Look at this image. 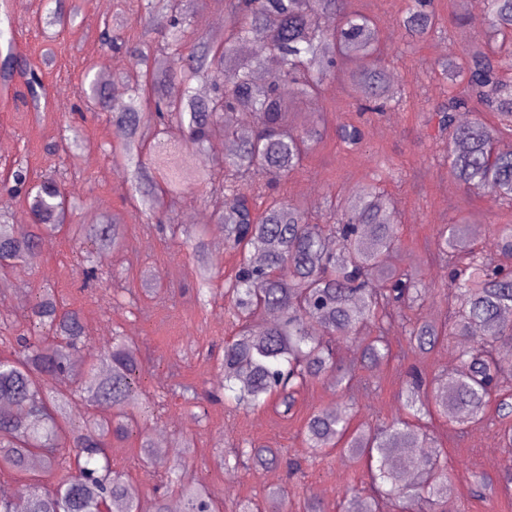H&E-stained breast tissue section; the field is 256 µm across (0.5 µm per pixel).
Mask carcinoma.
<instances>
[{
    "instance_id": "obj_1",
    "label": "carcinoma",
    "mask_w": 512,
    "mask_h": 512,
    "mask_svg": "<svg viewBox=\"0 0 512 512\" xmlns=\"http://www.w3.org/2000/svg\"><path fill=\"white\" fill-rule=\"evenodd\" d=\"M224 30L217 39L190 30L186 0H141L140 20L166 16L170 29L163 47L145 42H106L129 58L137 79H126L127 93L114 101L99 73L87 69L79 94L94 99L123 140V164L132 191L139 196L147 223L160 222L164 197L194 186L208 190L216 222L224 225V248L240 255L237 273L224 289L239 329L224 343L221 369L224 400L247 409L273 405L286 418L309 383L324 379L343 392L353 389L352 369L336 360L335 339L357 335L370 325L375 335L360 338V361L377 368L392 356L389 334L398 325L411 351L425 355L450 334L462 337L459 369L436 377L422 388L418 371L411 373L402 410L391 421L352 426L347 414L318 410L305 419L300 435L312 454L338 448L366 459L376 495L345 500L346 512H377V496L398 502L402 512H438L448 496L445 451L435 445L427 426L414 421L436 412L448 422L480 421L496 402L503 450V471L512 481V390L501 387L499 372L512 363V274L495 267L476 250L467 224H445L436 249L448 259L452 276L448 293L458 308L451 325L435 319H410L406 311L420 305L426 285L419 269L399 271L387 265L400 246L398 224L390 200L373 185H361L332 224H313L305 210L272 198L269 185L297 170L322 138L312 118L298 119L296 107L318 98L325 81L343 72L360 112H386L404 102L401 90L382 61L376 21L351 0H229ZM494 42L512 37V0H485ZM74 13L59 5L39 22L66 28ZM399 27L406 37L423 41L439 29L432 0H412ZM264 35L266 51L248 56L251 37ZM354 67L347 68L345 63ZM448 88L432 111L439 135H448V175L468 188L484 191L496 201L512 204V149L494 147L498 131L476 115L483 109L512 122V84L504 82L503 60L492 50L474 46L449 53L435 62ZM181 81L182 93L168 95L167 82ZM208 85L199 94L198 86ZM253 117L250 135L241 136L225 121L229 114ZM339 141L349 149L362 144L360 126L340 123ZM234 143L222 158L207 154L216 138ZM199 154L198 167L181 174L172 164L171 139ZM153 141V166L143 161V147ZM30 230L18 236L14 225L0 224V288L16 263L33 265L41 256L44 237L61 229L68 206L58 181L44 177L26 191ZM338 248L328 247L330 239ZM72 239L79 253L129 248L123 225L107 218L100 224H77ZM496 252L512 256V225L493 234ZM192 253L200 266L197 297L210 292L211 262L205 240L197 237ZM26 325L6 328L0 336V478L18 484L25 512H168L177 498L182 512H218V494L208 482L183 475L195 448L190 439L172 442L180 457L158 460L141 421L152 403L139 379L142 352L128 336L117 334L105 348L108 368L90 353L83 367L73 356L90 346L80 312L67 306L52 288L31 298ZM59 380L50 388L48 381ZM170 393L207 414L206 397L198 388L177 381ZM140 437L138 460L164 476L146 500L128 491L127 472L112 459V445ZM238 464L283 465L286 479L302 471L277 448L248 443L234 451ZM325 512L310 495L298 502L288 487L267 492L262 504L249 502L239 512Z\"/></svg>"
}]
</instances>
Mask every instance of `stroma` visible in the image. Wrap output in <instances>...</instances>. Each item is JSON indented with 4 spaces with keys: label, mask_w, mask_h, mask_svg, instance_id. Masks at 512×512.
Returning a JSON list of instances; mask_svg holds the SVG:
<instances>
[{
    "label": "stroma",
    "mask_w": 512,
    "mask_h": 512,
    "mask_svg": "<svg viewBox=\"0 0 512 512\" xmlns=\"http://www.w3.org/2000/svg\"><path fill=\"white\" fill-rule=\"evenodd\" d=\"M380 29L382 55L404 89L407 100L398 109L378 115L358 113L354 96L341 80L327 81L319 98L303 104L313 113L324 136L299 169L280 182L281 197L300 205L318 223L329 220L326 202L344 198L358 186L375 182L395 206L400 248L389 265L406 268L421 264L429 287L427 297L411 311V318L444 319L449 316L447 261L435 249L440 225L468 222L479 245H489L494 229L512 224V206L491 200L483 191L466 189L448 174L445 146L429 107L438 99L446 82L432 64L451 52L480 44L484 25L469 22L465 0H433L440 30L432 37L413 42L402 37L398 20L409 0H360ZM47 0H0V28L9 29V14H19L11 39L0 40V62L6 57L27 62L43 83L45 105L34 109L23 78L0 83V215L13 224H27L23 197L7 190L6 184L17 164L27 165L31 178L45 175L60 181L77 206L70 214L73 224H97L103 216L117 215L127 227L131 244L127 252L98 255L100 279L85 290L77 274L79 255L69 231L44 239L38 264H17L9 274L12 287L0 295V318L23 320L32 291L57 289L80 310L85 332L96 348L111 341L115 331L135 338L144 356L141 382L146 394L165 393L149 422L150 435L192 437L197 448L187 469L189 477L213 485L224 501V512H234L242 499H263L266 491L285 481L282 468H253L245 465L219 468L216 451L231 453L253 441L281 449L288 458L303 461L305 475L289 484L292 492L319 498L326 512H341L346 488L364 492L366 467L363 460L346 452L309 460L300 427L306 416L317 410L351 411L353 425L376 424L398 414L406 373L419 366L428 375L447 371L456 357L458 337L451 336L429 354L411 352L403 336L392 337L393 358L381 368L359 367V347L352 337L336 340V358L354 368L361 380L351 395L316 381L298 400L295 414L283 418L274 407L229 411L224 404L209 406L205 419L193 417L179 398L169 395L174 371L200 391L222 393L223 372L218 360L224 342L237 330L224 297V284L238 266L234 253L226 251L215 224L212 205L204 188L191 189L178 198H166L169 218L161 226L147 225L132 198L124 171L116 165L120 140L111 122L101 112L81 108L78 88L88 66L130 71L124 54L109 51L100 34L111 22L115 6L101 7L99 0H81L72 25L57 32L38 22L48 9ZM360 122L364 132L361 148H343L336 138L340 122ZM78 130L85 143L81 158L75 159L58 142L65 127ZM193 214L203 215L208 232L205 241L216 257L212 293L207 304L195 297L198 267L187 237L197 226ZM156 271L161 279L160 297L142 293L145 271ZM134 295L135 309L117 303L116 292ZM427 425L447 453L448 512H512V492H504L501 475L498 428L483 421L458 430L448 420L433 416ZM489 478L482 496L473 493L477 476Z\"/></svg>",
    "instance_id": "1"
}]
</instances>
